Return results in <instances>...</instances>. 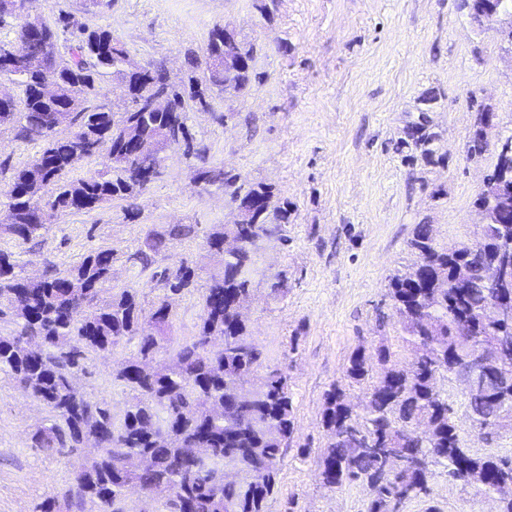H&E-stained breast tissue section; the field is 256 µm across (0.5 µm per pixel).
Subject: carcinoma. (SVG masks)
I'll use <instances>...</instances> for the list:
<instances>
[{
  "label": "carcinoma",
  "instance_id": "1",
  "mask_svg": "<svg viewBox=\"0 0 512 512\" xmlns=\"http://www.w3.org/2000/svg\"><path fill=\"white\" fill-rule=\"evenodd\" d=\"M477 11L512 12V0H471ZM68 17L60 16L32 35L17 27L14 43L25 47L18 68L0 58V76L23 88V110L0 99V128L21 140L43 142L25 167L16 170L0 202L7 230L27 242L42 227L39 209L59 212L94 210L114 199L138 197L149 176H158L163 158L135 152L127 140L133 130L151 138L173 125V144L200 162L203 183L234 186L240 175L207 164L206 150L188 125L189 103L206 110L207 94L245 91L254 78L253 44L224 42V28L214 27L202 56L192 54L196 69L219 62L221 69L181 88L172 86L163 67L142 73L144 84L167 93L164 110L149 109L135 99L123 111L97 100V84L107 75L127 77L128 52L103 29L85 28L60 39ZM89 105L72 115L67 135L58 136L53 120L67 111V92ZM106 149L109 165L90 176L65 182L78 152L87 156ZM239 205L249 220L211 232L207 246L224 253V271L211 276L202 296L197 336L179 346L154 369L144 359L167 350L165 332L172 326L174 297L195 287L197 272L185 260L160 273L163 296L145 309L137 292L123 288L102 298L112 274L113 253L94 251L75 267L49 270L40 278L16 271L11 256L0 253V319L14 329L0 336V370L10 372L37 402L52 412L54 423L32 435L33 446L77 455L87 443L93 456L79 458L73 482L36 506V512H127L126 490L137 487L162 500L161 512H267L276 488L277 463L294 432L288 374L272 371L256 384L261 352L237 312V301L250 293L252 251L270 225L288 223L287 207L272 206V187L257 183L241 194ZM241 249L224 252V235ZM165 240L147 243L136 254L148 267ZM409 246L417 255L410 270L394 275L387 297L400 319L404 340L414 352L409 368L391 361L381 346L373 353L356 349L345 368L351 383L366 385L363 413L352 409L344 390L326 392L322 423L328 444L321 456V479L329 489L353 481L373 492L368 512H396L401 502L428 492L431 468L463 481L483 497L512 484V457H478L459 435L453 408L436 388L435 373L461 375L475 350L483 353L482 387L466 396L471 424L479 433L512 422V385L501 374L512 370V322L493 305L512 301V272L496 288L482 286L487 268L512 251V223L480 225L475 244H441L430 224L414 228ZM138 340L136 355L123 360L113 379L130 392L123 419L115 421L105 403L83 397L74 376L86 371L91 353L112 352ZM427 421L424 437L412 427Z\"/></svg>",
  "mask_w": 512,
  "mask_h": 512
}]
</instances>
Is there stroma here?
I'll return each mask as SVG.
<instances>
[{
  "instance_id": "1",
  "label": "stroma",
  "mask_w": 512,
  "mask_h": 512,
  "mask_svg": "<svg viewBox=\"0 0 512 512\" xmlns=\"http://www.w3.org/2000/svg\"><path fill=\"white\" fill-rule=\"evenodd\" d=\"M260 2L113 0L99 13L81 0H47L43 12L51 22L63 12L110 30L133 64L165 63L177 85L191 75L187 53L201 52L214 26L254 45L250 88L238 96L212 92L209 111L190 109L188 124L210 165L238 173L241 189L270 185L274 205L290 210L281 234L252 254L243 308L263 372L287 371L293 398L294 432L267 512H367L365 483L322 484L324 394L339 384L361 404L364 387L344 379L357 348L384 345L394 363L412 362L386 293L390 276L417 260L409 247L415 226L432 225L448 245L478 240L473 202L496 163L494 143L512 135V44L475 24L462 0H276L266 17ZM485 109L494 126L482 154L472 155L468 144ZM420 136L429 138L432 156H423ZM41 148L0 130V183ZM195 168L169 150L161 175L137 199L55 213L26 243L0 227V251L13 255L22 275L38 277L47 266L65 270L90 251L112 250L108 289H135L147 309L162 293L153 272L188 261L199 277L195 289L175 298L170 334L173 344L191 341L207 280L224 269L206 238L233 223L237 208L232 189L197 183ZM175 224L195 232L143 268L137 252ZM136 350L132 341L92 356L76 379L83 396L122 416L128 395L112 369ZM436 384L473 453L512 456L511 428L486 436L472 428L461 377L443 372ZM51 420L49 408L0 372V512H34L73 480L76 458L32 445L35 429ZM428 485L429 496L406 500L402 512L496 510L442 469Z\"/></svg>"
}]
</instances>
